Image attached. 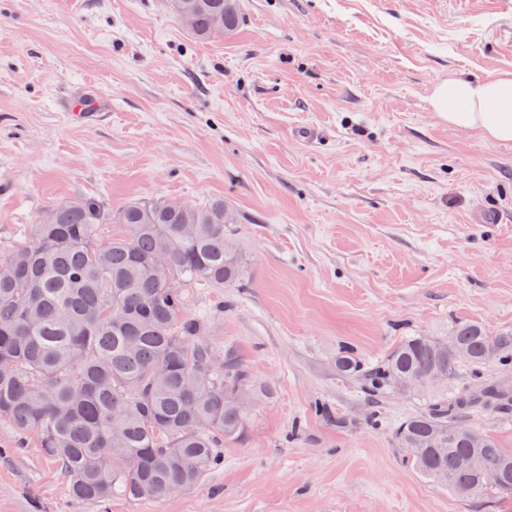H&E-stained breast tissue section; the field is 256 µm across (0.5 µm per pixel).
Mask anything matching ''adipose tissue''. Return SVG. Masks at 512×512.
Segmentation results:
<instances>
[{
	"instance_id": "ef3b65f1",
	"label": "adipose tissue",
	"mask_w": 512,
	"mask_h": 512,
	"mask_svg": "<svg viewBox=\"0 0 512 512\" xmlns=\"http://www.w3.org/2000/svg\"><path fill=\"white\" fill-rule=\"evenodd\" d=\"M434 112L449 126L470 130L492 142L512 141V77L451 79L437 85Z\"/></svg>"
}]
</instances>
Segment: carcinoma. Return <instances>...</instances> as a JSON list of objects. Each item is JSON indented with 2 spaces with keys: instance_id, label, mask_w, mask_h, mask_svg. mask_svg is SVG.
<instances>
[{
  "instance_id": "cac0c4a2",
  "label": "carcinoma",
  "mask_w": 512,
  "mask_h": 512,
  "mask_svg": "<svg viewBox=\"0 0 512 512\" xmlns=\"http://www.w3.org/2000/svg\"><path fill=\"white\" fill-rule=\"evenodd\" d=\"M193 35L222 37L240 24L237 0H171ZM53 223L0 259V420L36 437L72 497L157 500L223 463L224 440L243 432L248 373L205 337L192 289L249 279L235 215L215 200L173 209L169 200L114 211L77 201L51 207ZM512 365V332L473 322L448 336H406L375 365L353 349L337 370L363 392L419 394L424 410L394 429L406 461L450 489L512 493V452L491 436L460 433L464 416L512 415V386L481 372L489 349ZM469 370L471 385L456 387ZM495 463L498 479H485Z\"/></svg>"
}]
</instances>
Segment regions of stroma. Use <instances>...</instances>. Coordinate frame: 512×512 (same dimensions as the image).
<instances>
[{"mask_svg": "<svg viewBox=\"0 0 512 512\" xmlns=\"http://www.w3.org/2000/svg\"><path fill=\"white\" fill-rule=\"evenodd\" d=\"M238 6L203 41L168 0H0V254L52 204L223 200L250 278L192 310L253 388L223 464L153 502L74 500L0 421V512H512L406 464L392 429L421 398L371 403L336 369L344 345L368 364L460 321L512 331V144L429 102L512 75V0Z\"/></svg>", "mask_w": 512, "mask_h": 512, "instance_id": "obj_1", "label": "stroma"}]
</instances>
